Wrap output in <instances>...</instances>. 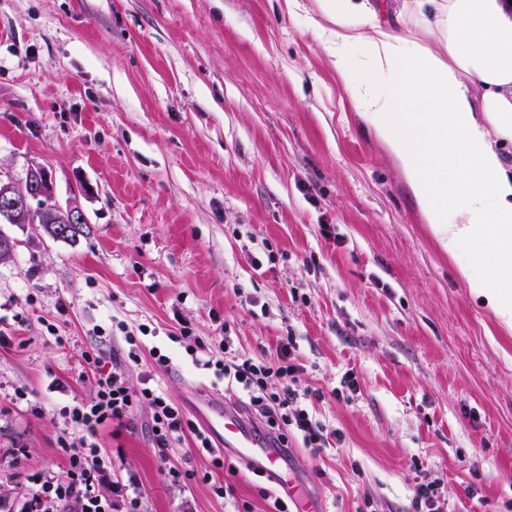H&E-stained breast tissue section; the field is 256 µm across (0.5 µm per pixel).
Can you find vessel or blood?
<instances>
[{
  "instance_id": "obj_1",
  "label": "vessel or blood",
  "mask_w": 512,
  "mask_h": 512,
  "mask_svg": "<svg viewBox=\"0 0 512 512\" xmlns=\"http://www.w3.org/2000/svg\"><path fill=\"white\" fill-rule=\"evenodd\" d=\"M210 428L219 433L220 447L234 449L245 463L268 472L279 468V453L248 430L242 419L233 411L226 409L217 412Z\"/></svg>"
}]
</instances>
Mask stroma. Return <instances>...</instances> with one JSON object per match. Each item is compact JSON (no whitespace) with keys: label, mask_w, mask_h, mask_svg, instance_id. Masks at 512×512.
<instances>
[{"label":"stroma","mask_w":512,"mask_h":512,"mask_svg":"<svg viewBox=\"0 0 512 512\" xmlns=\"http://www.w3.org/2000/svg\"><path fill=\"white\" fill-rule=\"evenodd\" d=\"M34 161L90 230L4 227L18 245L0 264L14 338L0 347V500L16 475L64 471L60 410L90 397L82 354L124 359L123 321L146 331L129 384L159 349L157 383L202 428L240 392L193 364L181 327L258 362L293 339L299 389L322 392L313 413L343 438L318 457L291 445L282 470L323 512H412L430 482L450 512H512V332L434 239L309 14L287 0H0V165L21 179ZM149 415L101 441L122 447L144 512H261L267 478L229 449L232 472L177 444L171 464L196 477L172 486Z\"/></svg>","instance_id":"stroma-1"}]
</instances>
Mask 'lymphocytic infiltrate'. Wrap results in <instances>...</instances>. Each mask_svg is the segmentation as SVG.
Segmentation results:
<instances>
[{"label":"lymphocytic infiltrate","instance_id":"1","mask_svg":"<svg viewBox=\"0 0 512 512\" xmlns=\"http://www.w3.org/2000/svg\"><path fill=\"white\" fill-rule=\"evenodd\" d=\"M180 337L187 340L186 351L196 364L214 369L217 377L243 392L248 408L264 418L268 434L279 447L295 440L317 456L338 441V432L310 413L307 393L296 387L299 368L292 362L290 344L280 346L276 360L258 364L229 346L224 349V359H213L203 339L191 337L185 330ZM82 358L79 379L93 395L89 401H77L62 409L65 428L57 445L66 458V471L61 476H32L31 488L22 494L16 512H48L52 503L73 507L76 512H140L134 481L117 476L112 457L99 438L106 429L126 428L142 403L151 409L153 446L170 483L181 485L193 478L192 473L170 466V448L190 438L202 451L212 449L205 433L165 393L147 382L132 388L124 365L108 363L105 351H86ZM106 483L112 488L108 497L100 492Z\"/></svg>","mask_w":512,"mask_h":512}]
</instances>
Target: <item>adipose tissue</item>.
<instances>
[{"label":"adipose tissue","instance_id":"ef3b65f1","mask_svg":"<svg viewBox=\"0 0 512 512\" xmlns=\"http://www.w3.org/2000/svg\"><path fill=\"white\" fill-rule=\"evenodd\" d=\"M318 37L442 248L512 329V0H315ZM496 274L475 275V264Z\"/></svg>","mask_w":512,"mask_h":512}]
</instances>
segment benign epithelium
Returning <instances> with one entry per match:
<instances>
[{
  "instance_id": "obj_1",
  "label": "benign epithelium",
  "mask_w": 512,
  "mask_h": 512,
  "mask_svg": "<svg viewBox=\"0 0 512 512\" xmlns=\"http://www.w3.org/2000/svg\"><path fill=\"white\" fill-rule=\"evenodd\" d=\"M29 178L17 181L11 172L0 166V221L21 224L28 215L38 211L45 224H85L86 215L77 198L67 206L56 199L53 183L43 173V165H33Z\"/></svg>"
}]
</instances>
